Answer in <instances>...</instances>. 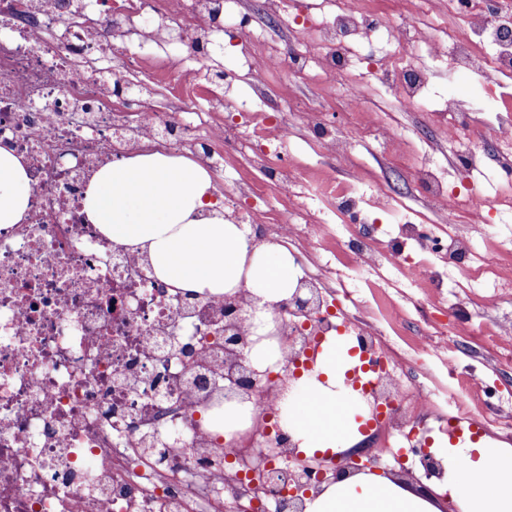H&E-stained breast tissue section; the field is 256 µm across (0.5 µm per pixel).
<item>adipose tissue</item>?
I'll return each mask as SVG.
<instances>
[{
    "label": "adipose tissue",
    "instance_id": "ef3b65f1",
    "mask_svg": "<svg viewBox=\"0 0 512 512\" xmlns=\"http://www.w3.org/2000/svg\"><path fill=\"white\" fill-rule=\"evenodd\" d=\"M32 192L22 160L0 148V228L20 223ZM211 177L197 161L158 151L137 152L103 166L91 177L83 208L88 220L112 242L145 253L165 285L202 297L247 288L255 298L254 335L248 354L265 370L283 358L273 329L274 304L288 299L298 274L287 252L265 244L250 248L246 225L225 220L210 200ZM336 339L321 344L314 371L298 381L287 429L299 451L342 454L362 441L352 419L356 403L344 385ZM251 402L225 401L203 413L212 433L247 429ZM443 466L433 494H421L370 470L323 484L303 500L304 512H440L438 495L448 494L459 512H512V448L488 438L436 444Z\"/></svg>",
    "mask_w": 512,
    "mask_h": 512
}]
</instances>
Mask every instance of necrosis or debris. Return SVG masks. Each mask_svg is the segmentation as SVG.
I'll return each instance as SVG.
<instances>
[{"mask_svg":"<svg viewBox=\"0 0 512 512\" xmlns=\"http://www.w3.org/2000/svg\"><path fill=\"white\" fill-rule=\"evenodd\" d=\"M235 2L174 0L164 11L158 0H0V147L22 159L32 186L25 219L0 228V512H281L290 475L326 467L289 457L287 440L269 425L277 401L268 387L253 398L258 414L243 442L204 428L200 412L224 399L223 298L160 283L146 255L102 236L81 206L100 167L147 144L190 152L223 178L221 148L245 128L267 143L260 165L281 191L294 193L291 123L283 118L271 129L252 112L224 123L205 80V48L223 33ZM448 10L463 14V25L428 41L417 18L432 13V0H414L401 18L341 0L314 27L319 76L358 103L348 66L374 37L388 52L370 69L404 111L425 103L432 76L407 58L417 45L460 78L511 75L512 16L492 20L473 0H448ZM202 14L205 31L185 28L202 36L194 56L201 83H185L170 111L156 110L145 91L115 112L118 55L157 51L155 32L176 16ZM471 112L469 101L452 95L438 113L449 140L464 143L460 163L469 173L487 166L471 145ZM414 176L429 186L448 225L444 261L512 288V258L491 259L483 271L471 261L491 211L512 210V192L488 198L472 181L464 192L448 191L431 158ZM321 232L320 222L294 218L255 230L256 242L286 248L301 282L329 300L312 315L287 314V332L322 336L341 325L369 340L376 376L395 386L380 420L391 440L419 447L422 429L447 420L442 412L427 415L431 380L411 354L390 345L355 292L330 279ZM346 248L360 265L386 260L412 281L423 276L401 264L396 249L378 247L366 225H353Z\"/></svg>","mask_w":512,"mask_h":512,"instance_id":"necrosis-or-debris-1","label":"necrosis or debris"}]
</instances>
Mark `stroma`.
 Segmentation results:
<instances>
[{
	"label": "stroma",
	"instance_id": "35a3bbf8",
	"mask_svg": "<svg viewBox=\"0 0 512 512\" xmlns=\"http://www.w3.org/2000/svg\"><path fill=\"white\" fill-rule=\"evenodd\" d=\"M336 0H281L278 10L264 11L262 0H242L240 13L251 21L237 37L225 41L221 53L211 55L209 65L224 69L237 76V100L246 103L251 111L271 114L287 111L290 102L299 101L318 112L334 116L336 135L345 146L343 155L328 154L313 138L308 128L295 126L290 138V155L296 163L303 183L312 185L326 177L336 185L356 186L364 197L381 193L391 195L396 204L395 214L378 215L374 237L383 244L401 242L402 224H426L435 231L444 226L434 211L427 189L412 176L414 168L433 146H440L438 155L442 178L449 188H460L465 180L458 169L454 148L438 127L432 114L434 108L449 94L466 97L477 111L481 123H494L499 111L496 97H512V76L488 75L479 80L453 77L444 65L431 63L425 51H417L415 60L430 65L433 78L429 99L424 106L411 112L399 111L388 88L377 83L363 66H355L353 77L360 85L363 99L359 109H352L344 95L303 73L289 71L287 66H273L262 77L249 75L245 57L265 54L272 49L288 53L290 47L318 56L321 47L316 44L308 28L333 12ZM264 28L266 38L253 39L255 28ZM125 68L136 80L150 83L158 109H166L173 93L179 87L177 76L160 78L157 64L152 59H124ZM390 130L406 142L403 151L391 152L387 142L367 128L368 122ZM258 146L224 149V183L218 190L221 201L235 205L250 224L274 223L286 208L278 190L267 172L253 161ZM250 182L260 189L258 195L248 198L237 196L235 185ZM407 261L423 260L442 281L441 287L413 284L400 274L397 266L382 262L379 269L353 268L351 256L334 252L329 257L332 277L359 288L362 299L382 312L397 311L400 321L389 332L393 346L416 353L429 376L442 380L443 388L435 400L439 406L454 409L458 398L470 401L476 437H499L496 426L485 420L487 406L512 410V369L502 367L499 355H512V336L463 335L454 354L469 378L464 390H457L448 379L447 367L437 358L419 352L417 332L426 320H445L463 313L470 323L512 322V294L497 295L495 289L485 285H468L464 275L444 264L437 254L419 255L412 242H401Z\"/></svg>",
	"mask_w": 512,
	"mask_h": 512
}]
</instances>
